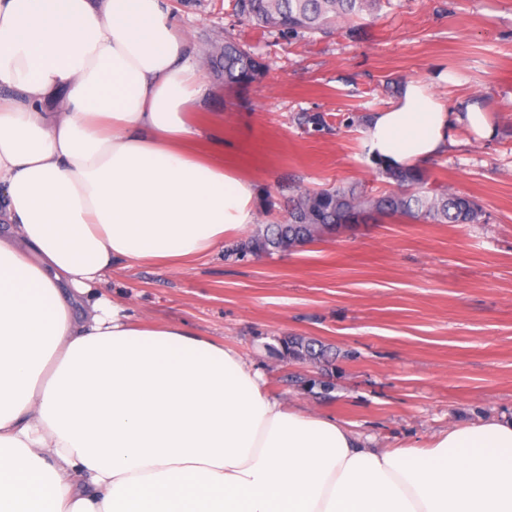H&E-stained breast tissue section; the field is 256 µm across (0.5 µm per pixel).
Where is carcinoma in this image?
Listing matches in <instances>:
<instances>
[{
    "label": "carcinoma",
    "instance_id": "cac0c4a2",
    "mask_svg": "<svg viewBox=\"0 0 512 512\" xmlns=\"http://www.w3.org/2000/svg\"><path fill=\"white\" fill-rule=\"evenodd\" d=\"M380 0H233L234 13L258 29L283 38L326 30L339 20L353 21L372 12ZM224 86L243 87L265 70L262 58L233 39L220 50ZM391 189L374 194L359 183L320 190L299 189L288 199V215L280 224H267L264 231L240 243L232 254L247 256L288 252L315 242L347 224H365L382 217H405L435 224H474L482 211L475 200L450 189L429 190L419 168L387 170ZM288 354L318 360L322 350L301 337L285 341Z\"/></svg>",
    "mask_w": 512,
    "mask_h": 512
}]
</instances>
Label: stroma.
Returning <instances> with one entry per match:
<instances>
[{"label": "stroma", "instance_id": "stroma-1", "mask_svg": "<svg viewBox=\"0 0 512 512\" xmlns=\"http://www.w3.org/2000/svg\"><path fill=\"white\" fill-rule=\"evenodd\" d=\"M172 5L211 87L194 117L224 124L223 143L198 148L253 183L257 215L223 250L186 268L115 270L102 294L235 347L289 405L336 417L380 448L511 420L512 0H381L362 19L293 39L240 20L231 0ZM228 37L262 56L259 81L225 89L211 58ZM442 71L461 84L438 81ZM410 79L430 82L449 106L480 104L498 128L490 141L458 129L424 165L429 186L477 201L480 223L383 218L285 255L226 256L257 225L283 220L297 188L388 190L351 118L386 108ZM305 113L320 115L322 130L300 124ZM294 336L327 346L328 358L288 355L283 341Z\"/></svg>", "mask_w": 512, "mask_h": 512}]
</instances>
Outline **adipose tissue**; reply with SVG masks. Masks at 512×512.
Listing matches in <instances>:
<instances>
[{
  "label": "adipose tissue",
  "instance_id": "ef3b65f1",
  "mask_svg": "<svg viewBox=\"0 0 512 512\" xmlns=\"http://www.w3.org/2000/svg\"><path fill=\"white\" fill-rule=\"evenodd\" d=\"M209 93L169 0H0V512H512V420L377 448L99 294L253 222V184L198 151ZM461 126L496 135L409 80L364 146L414 167Z\"/></svg>",
  "mask_w": 512,
  "mask_h": 512
}]
</instances>
